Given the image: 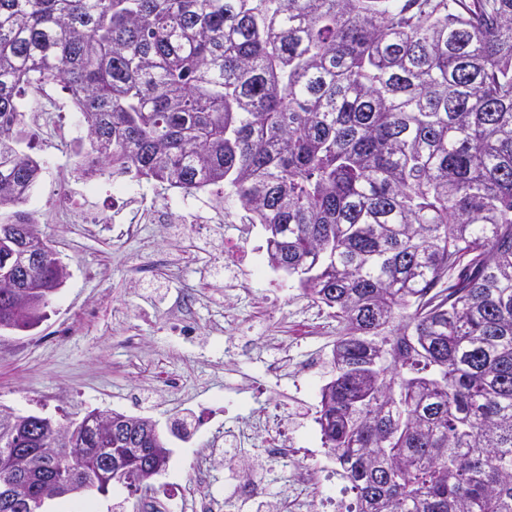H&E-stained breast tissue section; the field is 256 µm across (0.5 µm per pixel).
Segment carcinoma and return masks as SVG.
Instances as JSON below:
<instances>
[{
  "label": "carcinoma",
  "mask_w": 512,
  "mask_h": 512,
  "mask_svg": "<svg viewBox=\"0 0 512 512\" xmlns=\"http://www.w3.org/2000/svg\"><path fill=\"white\" fill-rule=\"evenodd\" d=\"M51 83L75 172L224 189L333 310L315 421L358 512H512V0H0V271L37 223L21 101ZM58 262L28 273L45 308ZM96 414L0 434V490L37 500L65 435L86 491L168 464L147 418Z\"/></svg>",
  "instance_id": "1"
}]
</instances>
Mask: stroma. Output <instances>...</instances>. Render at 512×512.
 <instances>
[{"mask_svg":"<svg viewBox=\"0 0 512 512\" xmlns=\"http://www.w3.org/2000/svg\"><path fill=\"white\" fill-rule=\"evenodd\" d=\"M23 110L43 164L26 208L69 276L41 326L0 335V405L58 420L113 409L150 417L163 432L185 412L198 420L189 439L170 438L169 464L150 491L76 496L69 512H112L118 502L122 512H200L213 498L259 512L262 501L281 498L288 473L260 467L261 435L225 467L224 436L268 409L279 410L298 466L334 467L315 411L336 321L284 272H253V262L267 260L263 227L210 189L76 178L71 147L86 128L61 86L24 98ZM228 240L252 262L233 263ZM279 358L284 369L267 373ZM249 389L257 398L245 414L239 404ZM203 454L210 468L194 474ZM250 483L262 485L263 499L245 494ZM64 506L54 500L46 512Z\"/></svg>","mask_w":512,"mask_h":512,"instance_id":"obj_1","label":"stroma"}]
</instances>
